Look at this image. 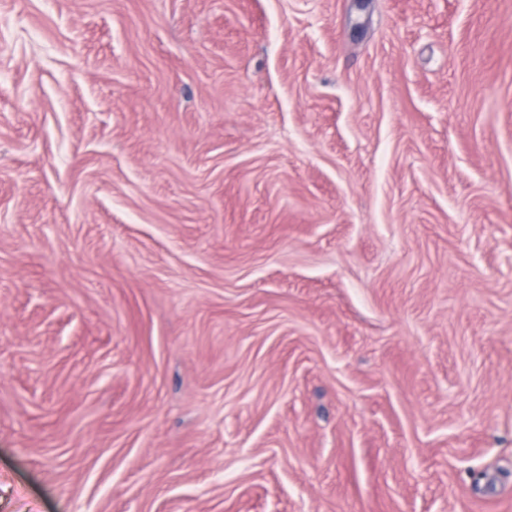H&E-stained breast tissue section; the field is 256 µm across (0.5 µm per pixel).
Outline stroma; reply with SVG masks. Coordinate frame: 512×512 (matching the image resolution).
Masks as SVG:
<instances>
[{
	"label": "stroma",
	"mask_w": 512,
	"mask_h": 512,
	"mask_svg": "<svg viewBox=\"0 0 512 512\" xmlns=\"http://www.w3.org/2000/svg\"><path fill=\"white\" fill-rule=\"evenodd\" d=\"M0 512H512V0H0Z\"/></svg>",
	"instance_id": "35a3bbf8"
}]
</instances>
